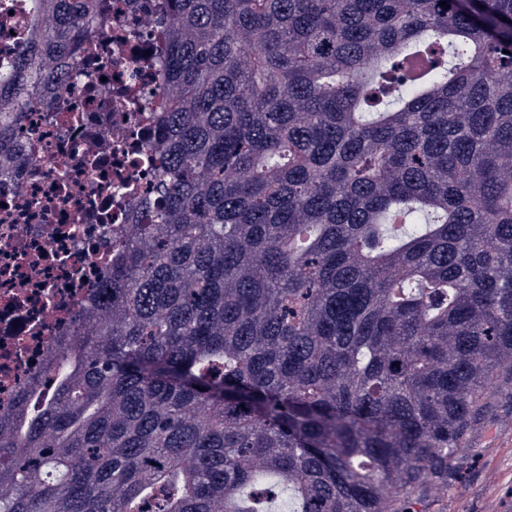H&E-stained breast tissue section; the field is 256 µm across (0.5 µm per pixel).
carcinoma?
<instances>
[{
  "mask_svg": "<svg viewBox=\"0 0 512 512\" xmlns=\"http://www.w3.org/2000/svg\"><path fill=\"white\" fill-rule=\"evenodd\" d=\"M0 173L100 0H12ZM165 0L154 197L0 413V512H428L512 368V0Z\"/></svg>",
  "mask_w": 512,
  "mask_h": 512,
  "instance_id": "carcinoma-1",
  "label": "carcinoma"
}]
</instances>
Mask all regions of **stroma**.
I'll use <instances>...</instances> for the list:
<instances>
[{
  "label": "stroma",
  "mask_w": 512,
  "mask_h": 512,
  "mask_svg": "<svg viewBox=\"0 0 512 512\" xmlns=\"http://www.w3.org/2000/svg\"><path fill=\"white\" fill-rule=\"evenodd\" d=\"M491 404L457 451L464 473L451 476L450 488L431 489L432 512H512V372H501Z\"/></svg>",
  "instance_id": "35a3bbf8"
}]
</instances>
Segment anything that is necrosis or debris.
<instances>
[{
    "label": "necrosis or debris",
    "mask_w": 512,
    "mask_h": 512,
    "mask_svg": "<svg viewBox=\"0 0 512 512\" xmlns=\"http://www.w3.org/2000/svg\"><path fill=\"white\" fill-rule=\"evenodd\" d=\"M105 4L90 45L67 63L55 110L31 104L28 169L0 176V413L111 270L117 232L152 183L141 134L163 85L157 68L131 62L158 51L161 0Z\"/></svg>",
    "instance_id": "1"
}]
</instances>
